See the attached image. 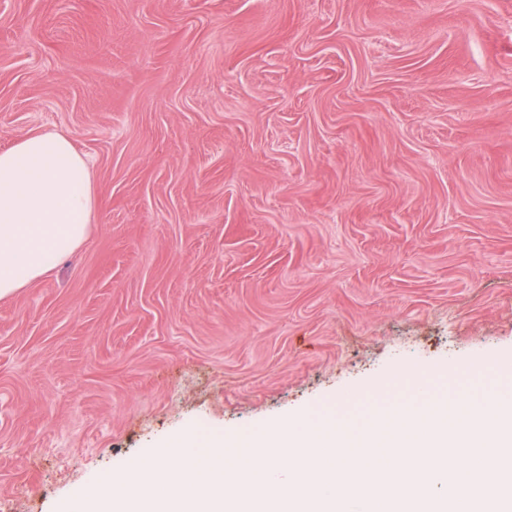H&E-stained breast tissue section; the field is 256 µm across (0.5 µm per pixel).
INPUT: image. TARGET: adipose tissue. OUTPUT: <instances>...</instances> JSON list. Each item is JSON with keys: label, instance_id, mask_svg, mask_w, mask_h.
<instances>
[{"label": "adipose tissue", "instance_id": "ef3b65f1", "mask_svg": "<svg viewBox=\"0 0 512 512\" xmlns=\"http://www.w3.org/2000/svg\"><path fill=\"white\" fill-rule=\"evenodd\" d=\"M98 221L90 165L64 132L0 151V298L45 276Z\"/></svg>", "mask_w": 512, "mask_h": 512}]
</instances>
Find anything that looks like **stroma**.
I'll use <instances>...</instances> for the list:
<instances>
[{
    "label": "stroma",
    "mask_w": 512,
    "mask_h": 512,
    "mask_svg": "<svg viewBox=\"0 0 512 512\" xmlns=\"http://www.w3.org/2000/svg\"><path fill=\"white\" fill-rule=\"evenodd\" d=\"M40 131L100 216L0 299V512L512 357V0H0V150Z\"/></svg>",
    "instance_id": "obj_1"
}]
</instances>
